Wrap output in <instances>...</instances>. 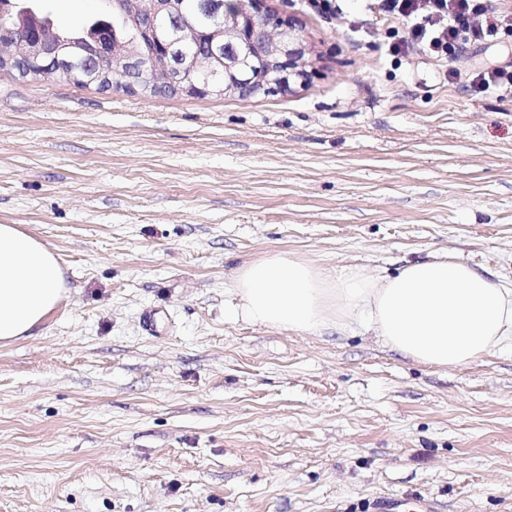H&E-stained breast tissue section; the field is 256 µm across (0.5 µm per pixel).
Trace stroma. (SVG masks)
<instances>
[{"label": "stroma", "instance_id": "stroma-1", "mask_svg": "<svg viewBox=\"0 0 512 512\" xmlns=\"http://www.w3.org/2000/svg\"><path fill=\"white\" fill-rule=\"evenodd\" d=\"M69 27L106 0H41ZM308 77L249 98L0 69V224L49 244L66 296L0 346V512H357L426 495L512 512V352L452 369L379 337L229 320L246 260L394 272L446 252L512 280V31L389 51L374 0H265ZM160 316L155 332L145 311ZM511 68V65L507 66ZM507 67L484 68L474 73L472 82L478 88H489L491 85H504L512 90V73Z\"/></svg>", "mask_w": 512, "mask_h": 512}]
</instances>
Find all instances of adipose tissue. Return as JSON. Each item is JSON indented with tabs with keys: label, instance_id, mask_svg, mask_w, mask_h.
I'll return each mask as SVG.
<instances>
[{
	"label": "adipose tissue",
	"instance_id": "1",
	"mask_svg": "<svg viewBox=\"0 0 512 512\" xmlns=\"http://www.w3.org/2000/svg\"><path fill=\"white\" fill-rule=\"evenodd\" d=\"M234 316L321 336L372 333L403 356L438 368L512 351V282L451 255L374 276L332 271L289 252L236 270ZM64 271L48 245L15 224H0V345L26 336L60 304Z\"/></svg>",
	"mask_w": 512,
	"mask_h": 512
}]
</instances>
